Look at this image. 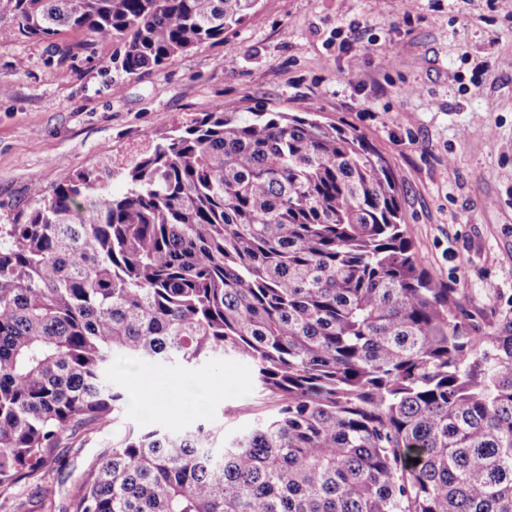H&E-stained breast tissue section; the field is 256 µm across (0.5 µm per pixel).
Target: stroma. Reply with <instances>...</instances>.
I'll use <instances>...</instances> for the list:
<instances>
[{"label": "stroma", "mask_w": 512, "mask_h": 512, "mask_svg": "<svg viewBox=\"0 0 512 512\" xmlns=\"http://www.w3.org/2000/svg\"><path fill=\"white\" fill-rule=\"evenodd\" d=\"M121 53L73 33L0 41V224L20 222L34 188L130 158L216 103L311 112L389 162L419 264L470 335L512 330V0H259L256 18L160 67L126 74ZM112 380L131 393L125 423L172 430L221 421L256 387L232 359L198 375L118 360ZM111 436L76 433L41 476L0 492V512H64Z\"/></svg>", "instance_id": "35a3bbf8"}]
</instances>
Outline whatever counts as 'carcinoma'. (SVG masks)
<instances>
[{"label":"carcinoma","mask_w":512,"mask_h":512,"mask_svg":"<svg viewBox=\"0 0 512 512\" xmlns=\"http://www.w3.org/2000/svg\"><path fill=\"white\" fill-rule=\"evenodd\" d=\"M256 3L13 0L0 39H112L135 74ZM123 171V194L106 162L0 224L1 489L117 423L116 359L229 357L266 410L113 431L65 512H512V335H468L361 135L219 103Z\"/></svg>","instance_id":"obj_1"}]
</instances>
